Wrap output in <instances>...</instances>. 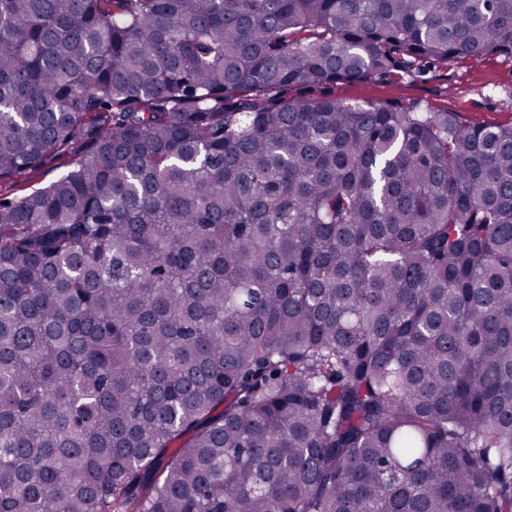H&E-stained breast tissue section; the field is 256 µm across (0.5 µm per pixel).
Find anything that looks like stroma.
<instances>
[{"mask_svg": "<svg viewBox=\"0 0 512 512\" xmlns=\"http://www.w3.org/2000/svg\"><path fill=\"white\" fill-rule=\"evenodd\" d=\"M331 94L352 103H397L459 112L475 123H505L512 120V59L493 55L470 66L446 64L421 79L404 76L344 81L337 83ZM66 169V158L46 159L17 182H0V194L22 197L47 186Z\"/></svg>", "mask_w": 512, "mask_h": 512, "instance_id": "stroma-1", "label": "stroma"}]
</instances>
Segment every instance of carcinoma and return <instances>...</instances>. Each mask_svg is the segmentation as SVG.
I'll return each instance as SVG.
<instances>
[{
	"instance_id": "cac0c4a2",
	"label": "carcinoma",
	"mask_w": 512,
	"mask_h": 512,
	"mask_svg": "<svg viewBox=\"0 0 512 512\" xmlns=\"http://www.w3.org/2000/svg\"><path fill=\"white\" fill-rule=\"evenodd\" d=\"M512 58V0H0V512H512V122L293 95ZM67 163L68 159L64 157L47 158L42 166L16 179L17 183L0 182V194L19 198L34 189L45 187L68 169Z\"/></svg>"
}]
</instances>
